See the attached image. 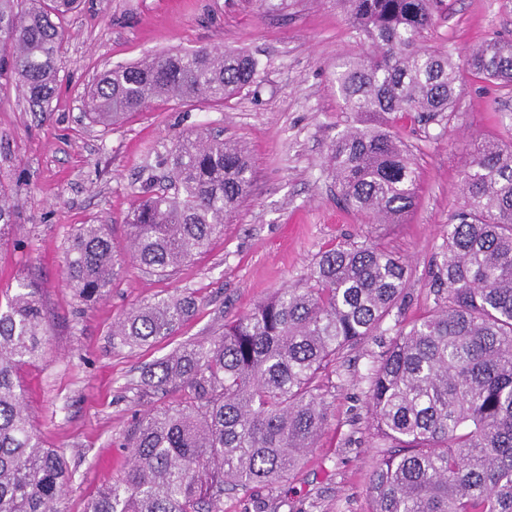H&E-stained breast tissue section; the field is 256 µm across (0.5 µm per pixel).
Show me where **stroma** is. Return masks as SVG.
<instances>
[{"instance_id": "1", "label": "stroma", "mask_w": 512, "mask_h": 512, "mask_svg": "<svg viewBox=\"0 0 512 512\" xmlns=\"http://www.w3.org/2000/svg\"><path fill=\"white\" fill-rule=\"evenodd\" d=\"M423 43L460 57L490 37L512 39V0H444ZM61 86L47 112L30 111L14 79L0 78V184L16 222L0 238V305L23 279L45 309L41 356L20 371L36 434L63 453L72 478L56 512H87L127 469L126 431L135 416L177 404L181 391L144 395L149 366L173 349L221 333L284 286L304 285L312 263L339 242L371 239L411 269L405 321L432 311L430 288L448 223L464 202L461 176L476 140L512 144V90L463 75L453 112L396 132L413 155L416 201L400 224L346 210L327 168L330 146L355 124L334 74L365 50L336 0H84L65 23ZM242 49L261 64L256 86L226 105L157 102L109 127L89 122L84 90L103 71L176 50ZM193 132L239 141L253 168L251 194L224 220L209 248L170 277L124 260L110 294L80 299L63 282L65 251L80 225H107L126 242L122 219L155 164L157 150ZM172 294L197 310L154 343L121 345L112 326L131 310ZM388 336L362 340L321 375L329 419L307 460L276 488L225 493L224 512H367V483L389 444L364 409L369 377Z\"/></svg>"}]
</instances>
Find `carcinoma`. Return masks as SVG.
Instances as JSON below:
<instances>
[{
	"label": "carcinoma",
	"mask_w": 512,
	"mask_h": 512,
	"mask_svg": "<svg viewBox=\"0 0 512 512\" xmlns=\"http://www.w3.org/2000/svg\"><path fill=\"white\" fill-rule=\"evenodd\" d=\"M371 52L344 62L336 83L357 124L330 147L343 204L398 224L412 210L415 162L394 131L402 119L453 111L458 73L512 88V41H485L460 61L422 45L437 0H338ZM79 0H0V76L48 111L64 19ZM246 51L182 50L104 73L83 96L94 124L155 102L222 106L257 83ZM160 175L126 214L130 258L167 277L202 253L248 195L252 169L236 142L189 133L157 155ZM465 203L448 224L432 279L437 308L408 324L370 377L367 414L394 450L369 477L370 512H512V146L477 143L462 176ZM16 223L0 188V238ZM121 249L102 224H82L66 251L65 282L85 301L111 291ZM410 270L369 239L322 251L307 286L278 289L210 340L183 346L145 371L155 395L178 404L137 417L129 468L89 512H224V488L278 483L310 453L328 420L320 374L374 335L408 297ZM196 309L160 298L112 327L135 347L173 335ZM38 285L21 282L0 309V512H53L65 458L33 431L17 370L41 354Z\"/></svg>",
	"instance_id": "carcinoma-1"
}]
</instances>
